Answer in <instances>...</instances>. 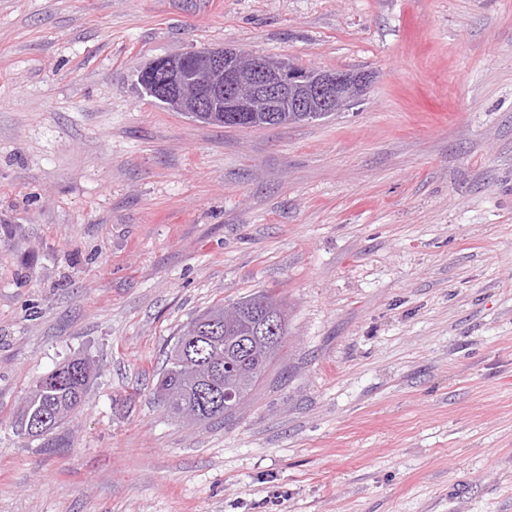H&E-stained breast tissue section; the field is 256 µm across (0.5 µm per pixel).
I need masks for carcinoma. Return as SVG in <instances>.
Wrapping results in <instances>:
<instances>
[{"instance_id":"1","label":"carcinoma","mask_w":512,"mask_h":512,"mask_svg":"<svg viewBox=\"0 0 512 512\" xmlns=\"http://www.w3.org/2000/svg\"><path fill=\"white\" fill-rule=\"evenodd\" d=\"M284 310L281 298L267 289L216 305L192 319L177 337L178 341L189 339L191 349L181 352L178 343L173 345L156 387L157 399L168 415L201 422L239 410L279 358L283 340L261 344L253 352L243 345L254 344L259 324L280 316ZM217 364L226 371L220 383L230 385L237 396V401L227 407L215 404L201 390L202 373ZM95 373L94 364L79 357L41 377L18 409L15 423L21 433L40 437L58 429L82 403Z\"/></svg>"}]
</instances>
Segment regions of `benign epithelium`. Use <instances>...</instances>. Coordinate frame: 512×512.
Listing matches in <instances>:
<instances>
[{
    "label": "benign epithelium",
    "mask_w": 512,
    "mask_h": 512,
    "mask_svg": "<svg viewBox=\"0 0 512 512\" xmlns=\"http://www.w3.org/2000/svg\"><path fill=\"white\" fill-rule=\"evenodd\" d=\"M143 71L158 77L160 94L176 112H251L252 100L264 102L267 126L278 127L281 112H337L366 93L363 74L303 66L289 57L258 56L249 68L233 49H216L205 62L196 52L179 61H153Z\"/></svg>",
    "instance_id": "7a95c632"
}]
</instances>
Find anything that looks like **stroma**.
<instances>
[{
	"mask_svg": "<svg viewBox=\"0 0 512 512\" xmlns=\"http://www.w3.org/2000/svg\"><path fill=\"white\" fill-rule=\"evenodd\" d=\"M203 47L374 79L282 128L138 96ZM271 288L248 404L170 418L181 328ZM0 512H512V0H0ZM95 373L94 364L79 357L41 377L18 409L15 423L21 433L40 437L58 429L82 403Z\"/></svg>",
	"mask_w": 512,
	"mask_h": 512,
	"instance_id": "obj_1",
	"label": "stroma"
}]
</instances>
